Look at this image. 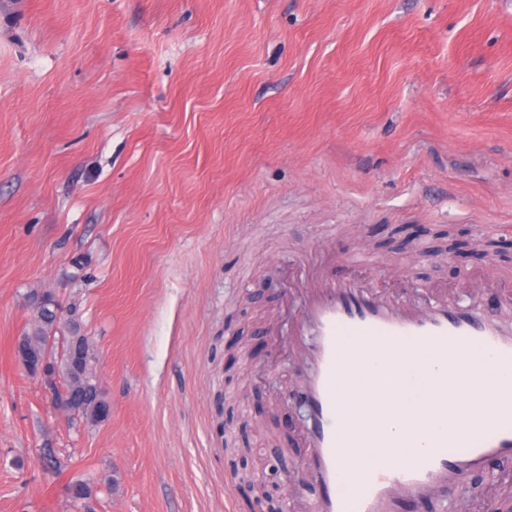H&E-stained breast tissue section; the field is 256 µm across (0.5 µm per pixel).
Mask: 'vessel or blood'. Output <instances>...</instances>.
<instances>
[{
    "mask_svg": "<svg viewBox=\"0 0 512 512\" xmlns=\"http://www.w3.org/2000/svg\"><path fill=\"white\" fill-rule=\"evenodd\" d=\"M296 335L308 336V371L298 398L308 411L301 436L304 471L318 494L313 512H417V501L457 489L464 475L490 458L512 461V385H487L482 400L492 409L465 447L437 442L432 425L406 429L400 441L408 454L392 466L355 460L352 440L341 426L337 394L342 346L368 343L378 362L391 365L401 343L430 355L429 383L437 394L447 390L448 361L479 356L484 371L512 368V334L493 316L434 300L416 304L389 301L370 285L319 275L304 287Z\"/></svg>",
    "mask_w": 512,
    "mask_h": 512,
    "instance_id": "obj_1",
    "label": "vessel or blood"
}]
</instances>
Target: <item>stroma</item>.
Instances as JSON below:
<instances>
[{"instance_id": "1", "label": "stroma", "mask_w": 512, "mask_h": 512, "mask_svg": "<svg viewBox=\"0 0 512 512\" xmlns=\"http://www.w3.org/2000/svg\"><path fill=\"white\" fill-rule=\"evenodd\" d=\"M512 0H0V512H312L285 291L319 266L512 329ZM111 411L68 420L16 359L36 301ZM486 512L512 490L487 461Z\"/></svg>"}]
</instances>
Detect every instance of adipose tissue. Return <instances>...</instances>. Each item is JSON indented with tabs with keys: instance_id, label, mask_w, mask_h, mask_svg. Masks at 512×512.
<instances>
[{
	"instance_id": "adipose-tissue-1",
	"label": "adipose tissue",
	"mask_w": 512,
	"mask_h": 512,
	"mask_svg": "<svg viewBox=\"0 0 512 512\" xmlns=\"http://www.w3.org/2000/svg\"><path fill=\"white\" fill-rule=\"evenodd\" d=\"M375 349L364 344L353 351H343L338 381L340 400L349 407L351 414L344 420V428L355 440L375 430L383 431L389 438L387 447L363 449V456L371 463L389 465L401 460L404 453L397 441L403 426L409 425L411 411L420 403L426 402L428 386L414 393L404 391L401 381L405 367L424 370L429 362L426 355L412 347L399 345L394 357L399 368L374 364ZM448 406L445 417L436 419L435 426L439 438L449 447L464 445L457 424L465 421L478 425L483 410L478 402V388L485 379L474 362H449Z\"/></svg>"
}]
</instances>
